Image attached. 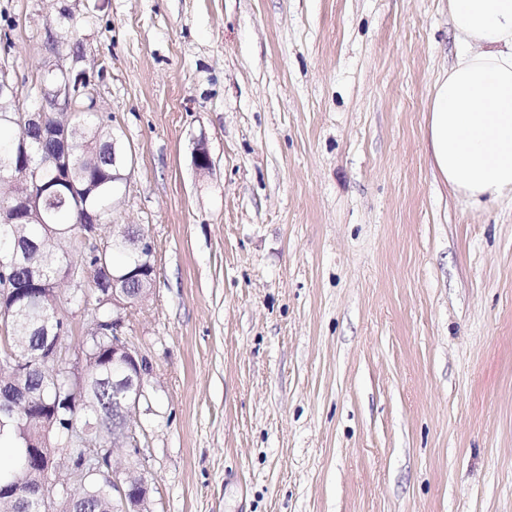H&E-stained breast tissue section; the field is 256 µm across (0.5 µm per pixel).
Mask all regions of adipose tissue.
Instances as JSON below:
<instances>
[{"mask_svg": "<svg viewBox=\"0 0 512 512\" xmlns=\"http://www.w3.org/2000/svg\"><path fill=\"white\" fill-rule=\"evenodd\" d=\"M455 60L434 85L432 165L471 204L512 195V0H448Z\"/></svg>", "mask_w": 512, "mask_h": 512, "instance_id": "ef3b65f1", "label": "adipose tissue"}]
</instances>
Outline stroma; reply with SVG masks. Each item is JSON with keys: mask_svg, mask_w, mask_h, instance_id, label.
Listing matches in <instances>:
<instances>
[{"mask_svg": "<svg viewBox=\"0 0 512 512\" xmlns=\"http://www.w3.org/2000/svg\"><path fill=\"white\" fill-rule=\"evenodd\" d=\"M70 28L154 248L149 512H512V198L424 135L448 0H0L20 96ZM95 305L62 285L66 367Z\"/></svg>", "mask_w": 512, "mask_h": 512, "instance_id": "35a3bbf8", "label": "stroma"}]
</instances>
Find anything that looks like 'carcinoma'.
Instances as JSON below:
<instances>
[{
  "instance_id": "cac0c4a2",
  "label": "carcinoma",
  "mask_w": 512,
  "mask_h": 512,
  "mask_svg": "<svg viewBox=\"0 0 512 512\" xmlns=\"http://www.w3.org/2000/svg\"><path fill=\"white\" fill-rule=\"evenodd\" d=\"M85 101L74 102L72 112L45 113V127L29 126L28 106L18 99H0V332L4 348L0 362L16 358L29 362L44 345L45 329L68 333V324L57 315L60 278L73 266L69 248L77 233L100 229L107 223L114 184L123 180L126 149L112 143V126L96 112L84 110ZM67 125L76 146L75 162L58 172L48 161L58 155L61 142L54 127ZM28 158L37 178L18 176L15 166ZM41 197L33 210L24 204L31 195ZM80 266L92 275L95 293L112 295V280L118 292L131 301L141 299L156 276L153 250L141 244L131 228L120 229L103 251L84 253ZM39 271L44 277L42 298L16 314L8 311L12 299L3 288ZM98 316L87 330L85 346L90 353L83 382L59 391L63 369L46 367L26 374L0 368V404L15 402V417L0 427V437L18 448L16 466L0 471V485L15 483L19 493L0 492V512H49L36 500V489L45 469L27 464L25 442L30 440L52 450L67 449V459L78 464L87 451L69 439V423L77 418L88 426V437L100 446L112 447V433L128 431L126 419L115 413L113 403L127 393L129 364L112 362V332L100 323L112 320V301L96 303ZM66 512H124L112 485L86 480L69 486Z\"/></svg>"
}]
</instances>
